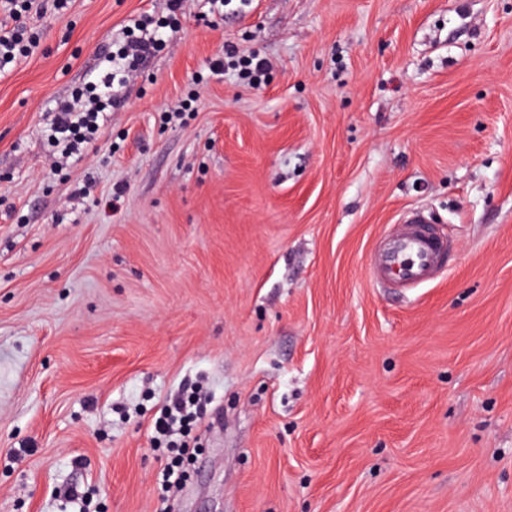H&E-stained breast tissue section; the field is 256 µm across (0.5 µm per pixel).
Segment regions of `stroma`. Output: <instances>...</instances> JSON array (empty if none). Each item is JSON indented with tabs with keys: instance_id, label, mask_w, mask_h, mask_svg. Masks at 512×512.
<instances>
[{
	"instance_id": "stroma-1",
	"label": "stroma",
	"mask_w": 512,
	"mask_h": 512,
	"mask_svg": "<svg viewBox=\"0 0 512 512\" xmlns=\"http://www.w3.org/2000/svg\"><path fill=\"white\" fill-rule=\"evenodd\" d=\"M32 2L0 70V512H512V0H184L79 157L58 105L166 0ZM228 45L261 85L213 71ZM414 207L448 266L376 287ZM195 381L224 422L165 504L152 424ZM224 59H230L227 62V68L234 67L233 69H237L236 67L240 68L239 71L241 72L244 70V75L246 78L253 84H261L262 77L265 76V72L268 68V63L264 58H258V56H248L247 58H242L237 56L236 50L232 46H227V49L224 50ZM237 58V59H235ZM244 64V68L242 65Z\"/></svg>"
}]
</instances>
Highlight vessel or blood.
Here are the masks:
<instances>
[{"label":"vessel or blood","instance_id":"obj_1","mask_svg":"<svg viewBox=\"0 0 512 512\" xmlns=\"http://www.w3.org/2000/svg\"><path fill=\"white\" fill-rule=\"evenodd\" d=\"M423 209L413 208L399 220L371 260L376 281L386 288H410L441 272L448 255V242L430 225Z\"/></svg>","mask_w":512,"mask_h":512}]
</instances>
